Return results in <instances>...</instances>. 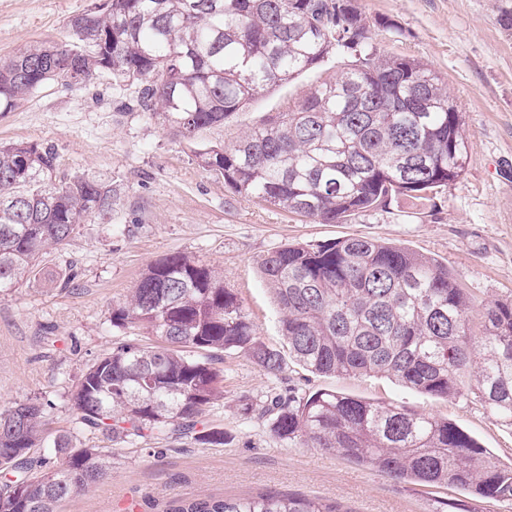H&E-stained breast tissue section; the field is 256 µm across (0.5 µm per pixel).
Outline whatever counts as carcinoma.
I'll list each match as a JSON object with an SVG mask.
<instances>
[{"label":"carcinoma","mask_w":512,"mask_h":512,"mask_svg":"<svg viewBox=\"0 0 512 512\" xmlns=\"http://www.w3.org/2000/svg\"><path fill=\"white\" fill-rule=\"evenodd\" d=\"M72 43H37L0 58V112L49 82L86 84L102 73L135 88V106L191 142L260 93L326 59L348 60L336 80L229 146L199 144L204 170L244 199H260L321 224L425 204L456 182L467 161L461 115L441 77L382 53L350 0H106L73 16ZM117 189L94 176L61 177L57 155L35 143H0V292L41 273L40 258L112 211ZM259 266L280 309L290 355L313 373L381 374L435 398L468 391L512 426V298L482 307L483 336L468 334L473 306L448 265L376 239L287 244ZM112 326L156 337L119 342L70 392L77 423L135 443L195 430L223 396L215 361L242 352L263 371L281 354L215 270L183 253L148 266ZM280 439L338 452L388 476L451 485L512 501V467L448 419L334 390L280 398L261 410ZM47 439L39 397L0 412V512H59L105 480L111 449L54 444L63 459L34 458ZM195 440L224 444V431ZM166 512H351L305 496L174 500Z\"/></svg>","instance_id":"carcinoma-1"}]
</instances>
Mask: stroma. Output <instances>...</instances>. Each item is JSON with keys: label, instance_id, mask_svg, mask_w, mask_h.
<instances>
[{"label": "stroma", "instance_id": "stroma-1", "mask_svg": "<svg viewBox=\"0 0 512 512\" xmlns=\"http://www.w3.org/2000/svg\"><path fill=\"white\" fill-rule=\"evenodd\" d=\"M94 0H0V56L36 41L70 42V16ZM381 52L417 60L436 71L462 114L465 172L425 211L401 202L320 224L225 186L203 170L194 149L129 101L132 87L103 74L65 88L47 83L13 111L0 114V141L53 149L62 174L97 176L120 194L106 219L81 225L68 244L49 250L47 275L0 293V412L40 397L54 455V436L78 448H108L112 472L62 503L60 512H165L176 499L239 498L277 491L338 503L349 512H436L458 502L467 512H507L504 504L447 486L394 479L340 454L279 439L271 420L244 416L291 390H335L451 420L512 466V427L491 417L478 398H433L380 374H316L288 353L280 313L258 260L297 242L367 237L447 263L475 307L512 297V0H352ZM336 59L263 92L219 126L199 132L207 145H228L310 90L335 80ZM181 252L214 267L235 293L258 339L280 351L284 369L270 375L241 353L219 368L224 396L198 416L220 428L224 443L163 434L145 444L112 442L79 426L68 401L72 386L100 356L125 339L112 308L124 302L147 267Z\"/></svg>", "mask_w": 512, "mask_h": 512}]
</instances>
